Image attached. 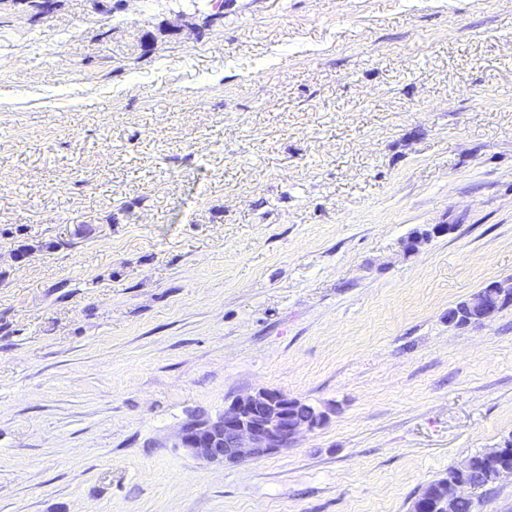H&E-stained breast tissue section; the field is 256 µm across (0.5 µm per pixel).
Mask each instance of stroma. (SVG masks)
I'll return each instance as SVG.
<instances>
[{
  "instance_id": "stroma-1",
  "label": "stroma",
  "mask_w": 512,
  "mask_h": 512,
  "mask_svg": "<svg viewBox=\"0 0 512 512\" xmlns=\"http://www.w3.org/2000/svg\"><path fill=\"white\" fill-rule=\"evenodd\" d=\"M0 5V512H411L512 434V0ZM452 225L412 255L415 230ZM327 412L204 465L191 411ZM490 296L496 300H490ZM465 302L461 324L483 325L490 322L500 307L512 305V281L501 279L487 282Z\"/></svg>"
}]
</instances>
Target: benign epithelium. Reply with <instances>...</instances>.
Instances as JSON below:
<instances>
[{"label": "benign epithelium", "instance_id": "7a95c632", "mask_svg": "<svg viewBox=\"0 0 512 512\" xmlns=\"http://www.w3.org/2000/svg\"><path fill=\"white\" fill-rule=\"evenodd\" d=\"M451 229L449 224H438L423 236H410L401 241L402 251L416 252L431 236ZM508 305H512V281H490L467 299L462 323L483 325ZM325 420L323 413L295 397L263 390L237 399L215 417L189 416L174 447L186 449L204 463L237 465L290 447L303 431ZM473 488L475 485L464 480L447 484L439 492V504L446 510L448 503L466 497L464 490Z\"/></svg>", "mask_w": 512, "mask_h": 512}]
</instances>
